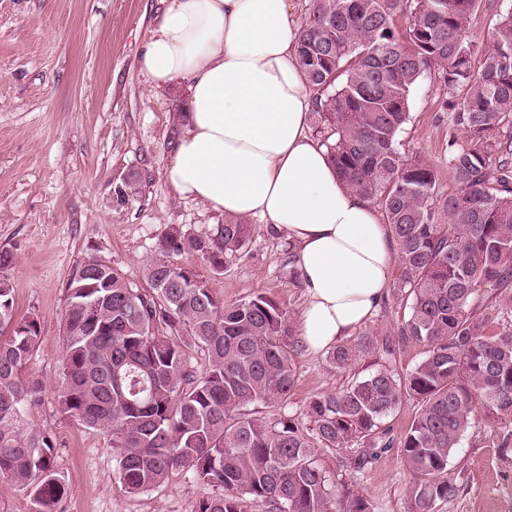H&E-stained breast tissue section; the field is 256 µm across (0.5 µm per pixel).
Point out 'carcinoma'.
Listing matches in <instances>:
<instances>
[{
	"label": "carcinoma",
	"mask_w": 512,
	"mask_h": 512,
	"mask_svg": "<svg viewBox=\"0 0 512 512\" xmlns=\"http://www.w3.org/2000/svg\"><path fill=\"white\" fill-rule=\"evenodd\" d=\"M493 10L488 45L474 60L467 34ZM407 21L406 35L394 17ZM315 91V132L347 188L378 204L398 246L409 315L378 341L365 337L328 354L334 370L380 352L381 368L335 393L311 397L312 428L281 413L295 385L296 342L286 313L264 294L224 304L207 280L166 260L200 256L219 275L245 246L248 224L224 218L213 234L173 229L146 268L150 288H131L102 261L67 283L60 412L112 440L123 494L187 470L220 493L192 512H371L347 482L320 468L319 447L351 451L358 472L391 448L382 420L407 398L414 420L400 437L413 476L408 512H435L460 486L448 460L478 419L512 424V7L494 0H310L297 46ZM456 90L444 101L445 197L435 171L408 159L397 136L412 87L427 71ZM0 252V481L30 497L32 512H55L67 495L47 430L29 418L42 382L26 375L40 340L34 316L17 318ZM482 288L498 300L474 305ZM427 356L405 374L393 367L412 342ZM208 364L199 370L191 352Z\"/></svg>",
	"instance_id": "obj_1"
}]
</instances>
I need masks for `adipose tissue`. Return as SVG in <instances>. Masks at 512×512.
Segmentation results:
<instances>
[{"label": "adipose tissue", "mask_w": 512, "mask_h": 512, "mask_svg": "<svg viewBox=\"0 0 512 512\" xmlns=\"http://www.w3.org/2000/svg\"><path fill=\"white\" fill-rule=\"evenodd\" d=\"M139 65L185 83L189 112L165 170L182 197L258 218L293 244L305 289L298 335L318 354L384 299L393 242L308 133L313 95L295 58L292 0H163Z\"/></svg>", "instance_id": "ef3b65f1"}]
</instances>
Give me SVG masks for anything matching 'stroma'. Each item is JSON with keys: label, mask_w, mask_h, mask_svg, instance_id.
<instances>
[{"label": "stroma", "mask_w": 512, "mask_h": 512, "mask_svg": "<svg viewBox=\"0 0 512 512\" xmlns=\"http://www.w3.org/2000/svg\"><path fill=\"white\" fill-rule=\"evenodd\" d=\"M162 7V0H0V252L12 258L6 274L17 315L35 316L41 325L28 373L42 381L44 392L30 416L49 431L69 488L56 512H193L212 492L179 470L150 491L119 493L109 436L62 414L57 404L73 272L99 259L145 290L146 265L165 232L178 227L211 234L224 222L222 213L180 197L165 180L182 129L175 111L187 104L188 91L181 82L151 87L138 64ZM453 96L425 73L410 92L409 118L398 134L400 151L435 167L447 196L458 187L446 163L448 121L440 105ZM133 178L138 185L132 191ZM248 224L246 252L224 274H213L191 253H172L168 260L202 275L224 303L262 293L297 323L305 295L301 279L288 274L292 246L260 219ZM400 284L395 263L386 307L346 344L384 336L408 316ZM377 367L376 357L365 355L337 371L326 354L299 350L296 384L282 411L304 419L313 395L342 390ZM501 436L498 425L483 421L468 430L448 461L461 491L438 503L437 512H512V447L500 449ZM316 454L323 469L353 481L374 512H407L412 476L399 447L357 473L345 468L346 449Z\"/></svg>", "instance_id": "stroma-1"}]
</instances>
